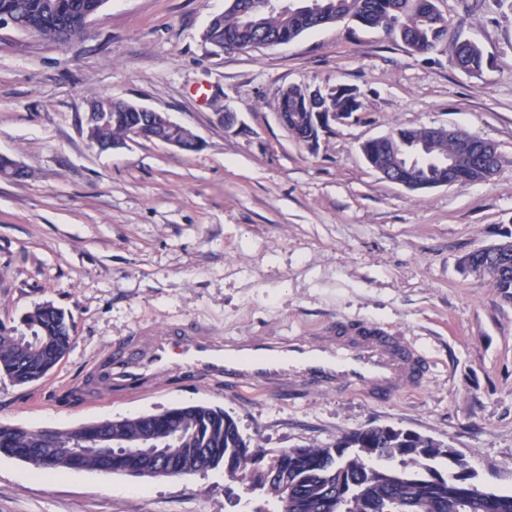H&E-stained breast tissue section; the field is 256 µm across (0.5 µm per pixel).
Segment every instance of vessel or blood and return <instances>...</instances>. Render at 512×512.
I'll return each instance as SVG.
<instances>
[{
	"label": "vessel or blood",
	"instance_id": "b4317fda",
	"mask_svg": "<svg viewBox=\"0 0 512 512\" xmlns=\"http://www.w3.org/2000/svg\"><path fill=\"white\" fill-rule=\"evenodd\" d=\"M113 394H141L161 377L201 379L239 391L357 392L390 401L426 379V358L407 336L372 320L339 322L313 338L249 336L223 340L200 326H176L139 337L128 350L94 357Z\"/></svg>",
	"mask_w": 512,
	"mask_h": 512
}]
</instances>
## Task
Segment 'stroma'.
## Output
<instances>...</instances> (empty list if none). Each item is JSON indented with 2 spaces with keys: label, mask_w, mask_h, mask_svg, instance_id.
Instances as JSON below:
<instances>
[{
  "label": "stroma",
  "mask_w": 512,
  "mask_h": 512,
  "mask_svg": "<svg viewBox=\"0 0 512 512\" xmlns=\"http://www.w3.org/2000/svg\"><path fill=\"white\" fill-rule=\"evenodd\" d=\"M437 5L448 38L424 56L347 19L222 52L202 34L226 0H107L63 44L0 29V156L27 173L0 177V325L22 328L45 302L74 324L70 352L40 381L0 373V423L64 431L207 404L265 451L392 425L448 445L488 488L512 494V301L462 263L512 231V0ZM457 37L480 44L491 65L461 72ZM336 85L358 88L362 109L309 152L281 124L278 100L290 87ZM96 98L165 113L200 147L139 139L98 149L84 124ZM226 111L243 130L217 121ZM431 127L492 141L496 176L412 191L360 151L392 129ZM360 319L412 337L427 359L422 388L378 402L187 381L56 403L92 356L144 327L284 340ZM224 484L220 466L145 480L43 473L0 453V512H230Z\"/></svg>",
  "instance_id": "obj_1"
}]
</instances>
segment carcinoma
<instances>
[{"label":"carcinoma","mask_w":512,"mask_h":512,"mask_svg":"<svg viewBox=\"0 0 512 512\" xmlns=\"http://www.w3.org/2000/svg\"><path fill=\"white\" fill-rule=\"evenodd\" d=\"M318 15L297 21L293 37L316 25L350 17L366 28L382 27L402 40L414 55L431 53L448 34V18L436 9L435 0H326ZM46 0H0V13H10L24 26L34 28L41 38L58 40L66 30V40L84 33L82 18L96 14L101 0H57L58 10L45 7ZM287 30V19L261 10L254 21L232 13L216 20L210 40L229 49L247 48L255 43L276 45ZM482 71L487 63L483 49L474 42L456 44L454 64ZM149 123L152 133L171 138L172 126L164 115L153 117L131 107L117 105L109 119L90 128L89 136L99 143L122 138L130 129ZM283 124L299 143L310 138L313 128L306 111L288 107ZM423 147L432 161L428 173H442L439 162L458 152L457 144L435 139L427 129L396 128L385 141L361 146L377 157L378 165L390 168L410 184L425 171L406 164L405 155L413 147ZM487 169L479 155L463 157L456 170L457 183L487 180ZM471 271L490 279L506 300H512V232L494 246L474 250L465 259ZM27 331L0 334V371L16 384L33 383L51 371L70 351L73 338L68 317L61 309L43 304L24 320ZM112 435L123 447L104 457L91 449L94 424L53 433L59 449L52 464L39 451L37 433L0 424V452L15 456L41 470L89 468L111 473L127 469L157 468L167 474L193 475L219 465L227 466V498L238 505L241 496L234 485L241 484L257 499L272 497L281 503L280 512H512V494H474L471 481L457 454L449 446L409 430L394 426L358 429L325 446H303L259 452L243 436L235 420L223 409L209 405L175 408L161 418L144 414L112 423ZM151 436L175 455L162 464L130 452ZM67 448H84L73 457Z\"/></svg>","instance_id":"obj_1"}]
</instances>
